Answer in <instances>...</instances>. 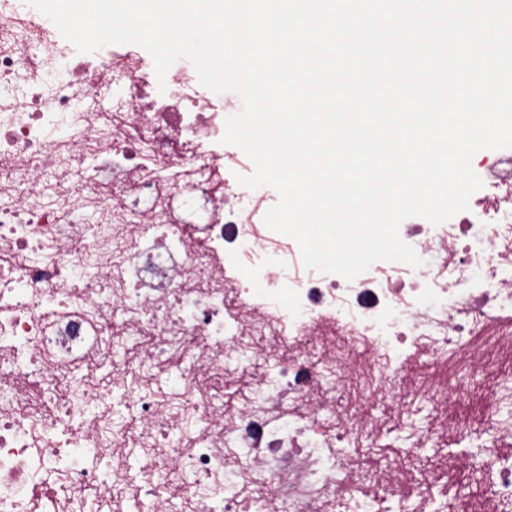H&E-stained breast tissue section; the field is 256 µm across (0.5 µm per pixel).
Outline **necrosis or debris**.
Listing matches in <instances>:
<instances>
[{"instance_id": "obj_1", "label": "necrosis or debris", "mask_w": 512, "mask_h": 512, "mask_svg": "<svg viewBox=\"0 0 512 512\" xmlns=\"http://www.w3.org/2000/svg\"><path fill=\"white\" fill-rule=\"evenodd\" d=\"M166 84L143 48L77 52L25 0H0V512H81L89 490L110 512H253L242 482L257 478L279 512H367L366 482L428 512L444 474L339 444L376 440L419 397L447 426L436 440H463L470 377L504 379L512 149L469 211L402 222L420 268L301 279L286 270L298 244L264 223L277 192L236 181L253 164L222 142L223 102L185 59ZM106 86L111 104L92 105ZM259 354L269 372L249 373ZM105 369L168 385L133 391L126 424ZM486 396V512H512V411Z\"/></svg>"}]
</instances>
